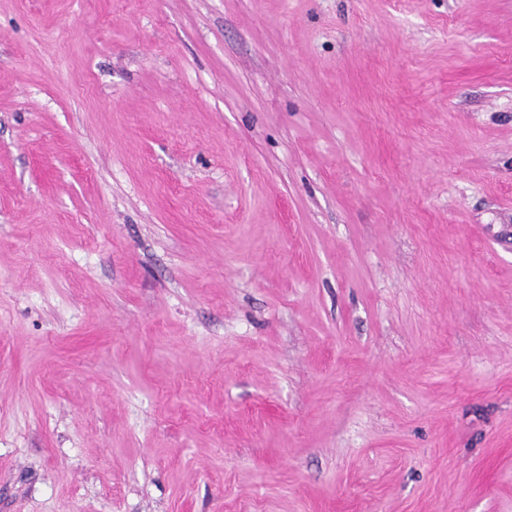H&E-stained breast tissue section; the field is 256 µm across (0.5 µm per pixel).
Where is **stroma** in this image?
Listing matches in <instances>:
<instances>
[{
  "label": "stroma",
  "instance_id": "1",
  "mask_svg": "<svg viewBox=\"0 0 512 512\" xmlns=\"http://www.w3.org/2000/svg\"><path fill=\"white\" fill-rule=\"evenodd\" d=\"M0 512H512V0H0Z\"/></svg>",
  "mask_w": 512,
  "mask_h": 512
}]
</instances>
